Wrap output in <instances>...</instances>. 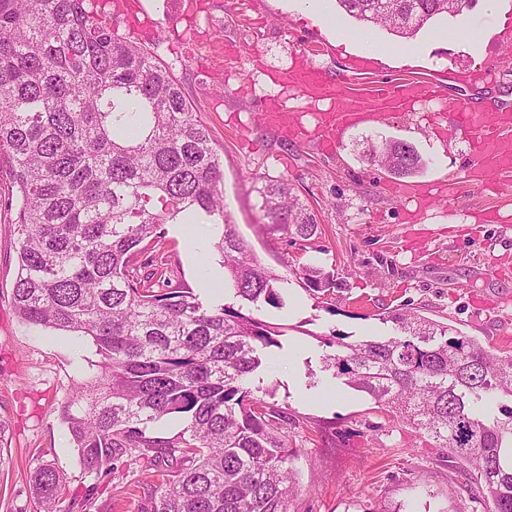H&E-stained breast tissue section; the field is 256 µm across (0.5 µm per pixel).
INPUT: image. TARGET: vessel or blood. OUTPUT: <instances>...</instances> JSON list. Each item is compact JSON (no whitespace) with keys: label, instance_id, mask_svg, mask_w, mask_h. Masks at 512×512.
Masks as SVG:
<instances>
[{"label":"vessel or blood","instance_id":"1","mask_svg":"<svg viewBox=\"0 0 512 512\" xmlns=\"http://www.w3.org/2000/svg\"><path fill=\"white\" fill-rule=\"evenodd\" d=\"M281 84L284 88L298 91L309 106L327 103V110L319 115L316 133L330 148L336 145L337 132L376 113L390 112L413 103L425 93L423 85L404 80L365 94L359 108L355 109L347 103L353 91L348 87L346 78L329 79L303 57L282 73ZM264 121L285 133L299 127L291 113L275 100L266 104ZM454 127L460 133L472 136L476 146V163L467 171V181L500 186L512 180V112L479 111L461 105L454 114Z\"/></svg>","mask_w":512,"mask_h":512}]
</instances>
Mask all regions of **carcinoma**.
Masks as SVG:
<instances>
[{
	"instance_id": "obj_1",
	"label": "carcinoma",
	"mask_w": 512,
	"mask_h": 512,
	"mask_svg": "<svg viewBox=\"0 0 512 512\" xmlns=\"http://www.w3.org/2000/svg\"><path fill=\"white\" fill-rule=\"evenodd\" d=\"M468 0H337L363 28L411 38ZM15 188L20 320L88 337L99 360L60 408L83 472L146 457L137 512H289L297 450L288 412L246 388L282 327L255 315L283 308L288 278L265 266L224 205V170L171 68L120 37L89 0H0V156ZM260 210L313 245L316 215L284 178L259 176ZM166 224H212L232 302L173 282ZM305 289L331 294L334 274L295 262ZM400 335L322 338L325 368L379 412L470 464L487 512H512V354L415 312L379 313ZM182 417L171 437L155 423ZM37 509L61 512L68 476L43 460Z\"/></svg>"
}]
</instances>
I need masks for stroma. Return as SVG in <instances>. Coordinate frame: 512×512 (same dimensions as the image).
Returning <instances> with one entry per match:
<instances>
[{
  "label": "stroma",
  "mask_w": 512,
  "mask_h": 512,
  "mask_svg": "<svg viewBox=\"0 0 512 512\" xmlns=\"http://www.w3.org/2000/svg\"><path fill=\"white\" fill-rule=\"evenodd\" d=\"M185 0H121L113 24L120 36L153 50L167 63L211 133L224 164V199L253 253L286 274L299 252L270 230L259 209L256 176L287 178L315 212L326 252L343 289L336 309L319 308L299 280L283 289L285 305L263 307L266 321L287 325L282 346L269 350L250 388L270 391L294 423L290 441L296 488L290 512H487L476 502L465 470L448 462L432 439L388 420L373 401L325 371L319 336L337 332L360 340L394 336L381 309L406 307L446 322L497 352L512 353V282L497 276L512 265V185L486 188L467 182L473 142L453 129L457 103L478 107L512 103V8L487 13L470 0L460 14L437 19L414 38L370 28L371 44L343 43L336 29L354 19L330 5L328 22L306 13L298 0H204L195 23L183 17ZM320 47L314 63L334 77H350L357 90L403 79L427 95L405 110L383 112L337 135L323 151L317 135L298 141L268 127L263 108L281 99L303 113L299 94L284 91L279 75L308 44ZM403 47L398 57L372 58L370 45ZM413 145L425 167L416 184L447 181L448 194L408 201L393 188L399 177L362 155L366 137ZM9 164L0 160V420L8 442L0 447V512H34L30 476L38 459L56 461L68 475L60 508L91 498V512H136L129 484L146 480L147 460L124 457L111 474L88 475L58 407L96 360L85 337L35 330L14 311L17 273ZM175 279L198 287L212 246L195 251L175 225H167Z\"/></svg>",
  "instance_id": "1"
}]
</instances>
